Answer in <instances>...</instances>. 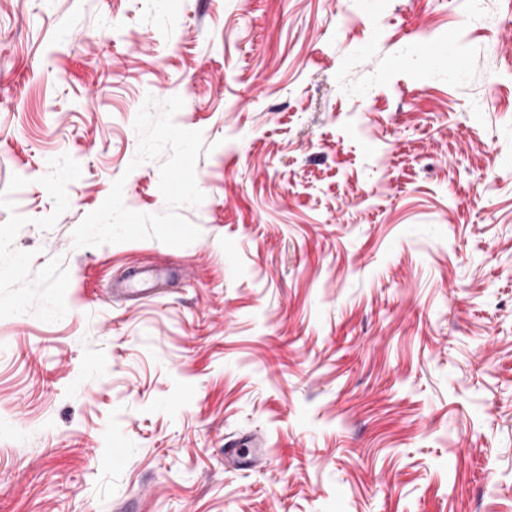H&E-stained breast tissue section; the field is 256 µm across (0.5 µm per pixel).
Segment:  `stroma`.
<instances>
[{"label":"stroma","instance_id":"obj_1","mask_svg":"<svg viewBox=\"0 0 512 512\" xmlns=\"http://www.w3.org/2000/svg\"><path fill=\"white\" fill-rule=\"evenodd\" d=\"M510 13L0 0V512H512ZM226 446L228 448H224V457L229 463L243 464L254 469L264 462L266 452L261 439L245 436L227 442Z\"/></svg>","mask_w":512,"mask_h":512}]
</instances>
